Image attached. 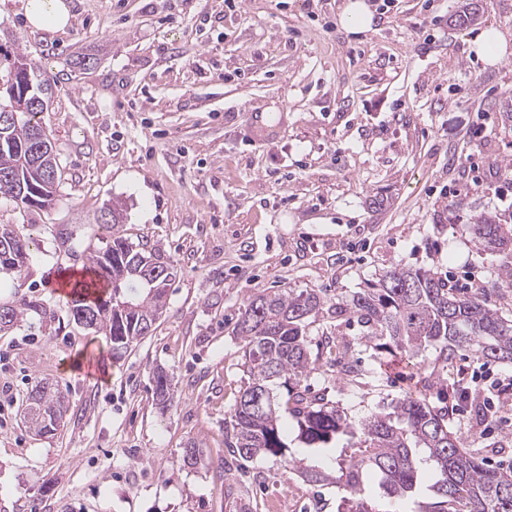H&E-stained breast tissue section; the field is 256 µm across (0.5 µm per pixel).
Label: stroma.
Here are the masks:
<instances>
[{
	"label": "stroma",
	"instance_id": "35a3bbf8",
	"mask_svg": "<svg viewBox=\"0 0 512 512\" xmlns=\"http://www.w3.org/2000/svg\"><path fill=\"white\" fill-rule=\"evenodd\" d=\"M346 0H70L64 31L31 29L24 0H0V78L25 53L55 80L41 118L63 167L52 206L20 211L0 198V225L29 236L22 277L0 273V303L38 304L0 334V512H336L335 484L307 482L261 458L217 468L224 419L247 376L235 325L265 289L349 297L385 271L412 266L484 289L504 255L476 249L483 212L512 213V126L498 109L512 92V52L496 66L470 40L498 28L512 42V0H394L372 27L343 28ZM90 66H77L79 57ZM124 203L113 231L97 221ZM114 233L161 249L177 274L151 336L116 356L70 317L51 284L84 268L86 249ZM356 319L323 313L306 328L317 369L310 394L360 418L417 372L471 377L483 359L445 368L435 349L380 367ZM350 345L357 371L336 377L325 337ZM174 379L160 411L153 372ZM59 382L69 401L52 437L32 433L22 399L31 382ZM453 428L490 465L512 462L504 419L458 412ZM197 441L204 460L184 466Z\"/></svg>",
	"mask_w": 512,
	"mask_h": 512
}]
</instances>
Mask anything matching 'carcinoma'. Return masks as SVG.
<instances>
[{"label": "carcinoma", "instance_id": "1", "mask_svg": "<svg viewBox=\"0 0 512 512\" xmlns=\"http://www.w3.org/2000/svg\"><path fill=\"white\" fill-rule=\"evenodd\" d=\"M36 136L48 137L40 112L19 113L18 121L0 123V196L23 211L30 209L22 186L38 171L22 159ZM475 246L504 253L508 262L495 288H512V225L494 213H484L471 225ZM30 258V238L15 229L0 230V271L22 276ZM95 278L78 283L70 300V315L83 329L103 334L120 355L153 332L154 321L166 309L173 262L158 249L150 251L117 236L88 251ZM168 270L150 284L146 267ZM327 298L314 289L294 293L286 288L250 297L235 327L243 341V368L249 381L240 391L229 424L228 454L237 462L279 457L296 466L311 482L332 480L344 491L337 512H375L362 496L369 482L386 498L415 499L423 490L434 501L419 512H512V474L483 464L450 426L453 408L435 407L407 392L379 412L354 419L323 397H306L301 383L312 373L305 328ZM36 306L24 299L0 304V332L18 325ZM334 313L357 319L367 329L366 346L383 362L403 363L428 347L439 349V361L452 365L470 350L489 360L512 363V320L490 307L485 295L460 296L454 286L431 270L402 267L386 272L367 288L336 303ZM156 405L171 407V379L162 369L153 374ZM288 399L282 400L280 389ZM287 411L296 422L288 434L281 421ZM66 408L48 382L29 391L24 409L27 427L42 436L64 425ZM347 440L336 477L307 469L295 459L294 448L327 453ZM203 449L194 440L183 448V463L195 467ZM432 483L425 485L427 476Z\"/></svg>", "mask_w": 512, "mask_h": 512}]
</instances>
